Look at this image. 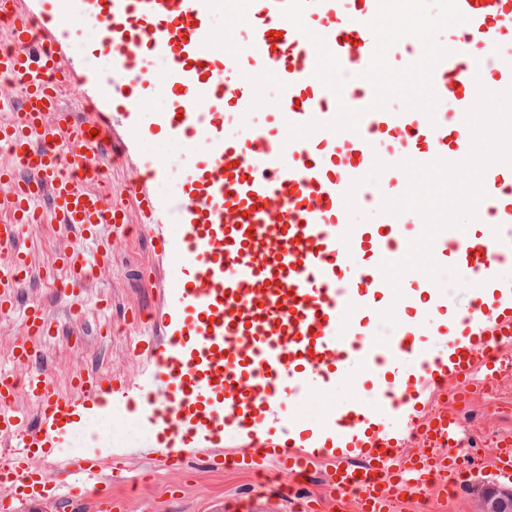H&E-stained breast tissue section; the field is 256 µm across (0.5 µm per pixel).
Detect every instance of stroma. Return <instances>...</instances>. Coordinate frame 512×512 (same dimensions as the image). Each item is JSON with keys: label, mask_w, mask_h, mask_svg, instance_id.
<instances>
[{"label": "stroma", "mask_w": 512, "mask_h": 512, "mask_svg": "<svg viewBox=\"0 0 512 512\" xmlns=\"http://www.w3.org/2000/svg\"><path fill=\"white\" fill-rule=\"evenodd\" d=\"M145 148L171 164L169 177L156 185V192L175 194L180 172L194 162L192 153L161 136L147 141ZM20 243L39 269L49 267L64 250H79L90 261L96 254L94 244L50 223L24 226ZM153 261L150 236L140 225H133L129 235L113 240L110 270L79 289L83 303L79 316L70 313L64 299L42 277L33 278L19 295L14 313L0 316V365L6 363L8 351L22 342V314L34 304L46 309L57 324L58 334L47 341L46 351L47 369L58 388H66L73 375L94 366L139 382L152 362L148 355L128 351L127 343L157 333L153 316L162 310L168 278L163 266L155 276H146ZM138 310L149 315L140 325L132 320ZM366 374L364 365H351L331 391H321L315 381L301 398H285L284 404L307 426L328 425L338 403L368 401L363 386ZM476 379L485 382L486 388L468 395L464 407L469 418L460 427L462 438L474 446L469 472L452 492L442 495L429 489L421 498L398 501L393 512H478L484 486L494 481L488 469L493 451L483 447L482 441L491 434L512 437V345L500 350L495 376L488 378L480 372ZM111 414L112 437L101 445L126 451L123 466L130 481L113 489L116 497L124 499L125 512H300L307 500L315 502L314 512H358L354 495H337L325 464L315 465L298 481L278 474L269 464L250 471L213 468L206 452L199 451L172 469L154 447L153 428L129 401L113 402Z\"/></svg>", "instance_id": "stroma-1"}]
</instances>
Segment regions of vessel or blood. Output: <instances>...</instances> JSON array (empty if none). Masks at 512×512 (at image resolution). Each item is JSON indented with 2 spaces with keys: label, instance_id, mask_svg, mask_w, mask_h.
<instances>
[{
  "label": "vessel or blood",
  "instance_id": "1",
  "mask_svg": "<svg viewBox=\"0 0 512 512\" xmlns=\"http://www.w3.org/2000/svg\"><path fill=\"white\" fill-rule=\"evenodd\" d=\"M0 0V20L12 44L0 50V77L18 82L22 104L0 97V312L13 311L34 272L20 229L42 223L37 207L50 195L57 224L94 240L98 258L87 264L75 252L61 253L44 273L65 296L94 271L107 269L112 238L127 231V208L104 191L109 160L100 149L121 107L123 155L136 158V177L126 190L139 221L148 228L159 262L172 271L165 288L163 336L142 339L134 352H150L155 383L139 389L147 401L168 462L179 465L189 449L209 448L214 466L228 433L245 434L250 455L234 458L243 468L271 462L299 475L314 464L330 466L336 489L356 493L361 512H391L402 493L424 486L439 471L456 477L468 457H402L404 429H389L392 417L410 418L427 390L451 388L454 399L471 392L475 366L494 371L495 352L512 341V166L496 163L483 175L485 206L480 231L449 229L435 239L433 258L459 272L474 273L477 299L466 316L448 327L437 353L422 352L409 308L425 286L415 272L392 289L380 264L401 258L400 228H424L414 212L385 215L382 223L352 224L350 211L380 207L387 191L404 193L409 159L428 164L464 160L471 150L466 114L479 88L512 86V0H458L464 23L432 74L438 104L420 110H370V83L359 79L374 49L367 27L377 0H311L304 12L310 31L324 38L349 80L334 95L314 76L316 51L282 17L286 0ZM227 24L247 23L239 41L220 50L210 35L218 8ZM76 9L102 36L82 55L67 59L77 32L58 21ZM109 59L111 70L97 67ZM274 79L278 93L270 113L281 126L315 120L309 137L282 143L269 128L244 139L224 127L239 106L259 102L260 84ZM93 110L77 119L61 104L62 88ZM167 98L155 112L145 102ZM362 111L357 131L332 132L339 103ZM190 149L195 164L181 177L179 196L157 194L164 160L143 152L155 135ZM178 233H170V226ZM395 308L400 319L390 338L376 340L372 318ZM26 340L14 346L12 369L0 368V443L11 448L0 467V512L19 505L82 498L95 487V512H119L112 487L127 480L112 463V449L67 443L92 418L102 417L124 380L89 371L74 375L67 389L53 387L37 369L39 347L57 328L38 305L22 318ZM368 369L370 406H337L332 428H308L288 420V438L271 430L284 416L277 386L299 392L310 377L331 385L350 364ZM459 422L452 413L423 428L426 441L456 446Z\"/></svg>",
  "mask_w": 512,
  "mask_h": 512
}]
</instances>
